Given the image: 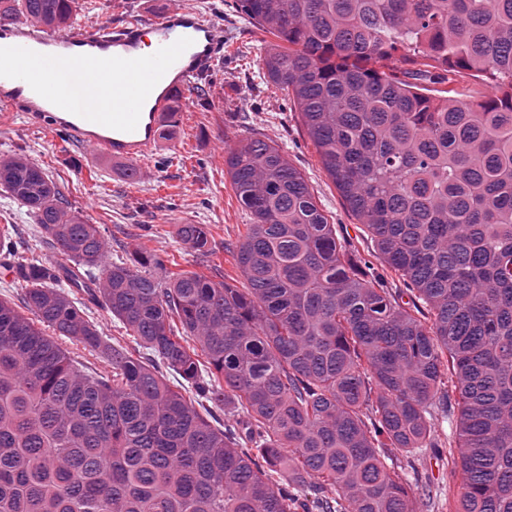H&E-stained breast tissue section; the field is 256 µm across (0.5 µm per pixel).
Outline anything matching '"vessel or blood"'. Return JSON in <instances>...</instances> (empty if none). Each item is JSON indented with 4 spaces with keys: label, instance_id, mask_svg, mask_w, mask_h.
<instances>
[{
    "label": "vessel or blood",
    "instance_id": "b4317fda",
    "mask_svg": "<svg viewBox=\"0 0 512 512\" xmlns=\"http://www.w3.org/2000/svg\"><path fill=\"white\" fill-rule=\"evenodd\" d=\"M0 36V107L95 155L136 163L155 153L174 94L192 87L222 47L217 30L188 9L82 32L2 21Z\"/></svg>",
    "mask_w": 512,
    "mask_h": 512
}]
</instances>
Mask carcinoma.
Here are the masks:
<instances>
[{
  "label": "carcinoma",
  "instance_id": "cac0c4a2",
  "mask_svg": "<svg viewBox=\"0 0 512 512\" xmlns=\"http://www.w3.org/2000/svg\"><path fill=\"white\" fill-rule=\"evenodd\" d=\"M73 3L0 0V20L66 27ZM235 6L275 37L261 70L291 94L407 288L356 273L272 141L224 148L253 217L236 246L244 288L160 281L146 268L163 261L145 250L107 261L99 226L37 164L1 156L0 187L64 261L17 257L0 231L29 312L0 300V512H421L408 467L445 444L462 472L455 512H512V0ZM457 77L491 92L428 94ZM179 237L208 244L203 224ZM75 290L147 360L104 340ZM57 336L99 352L112 377L79 367ZM220 407L246 418L245 436L210 425L203 413Z\"/></svg>",
  "mask_w": 512,
  "mask_h": 512
}]
</instances>
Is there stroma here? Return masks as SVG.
<instances>
[{"mask_svg": "<svg viewBox=\"0 0 512 512\" xmlns=\"http://www.w3.org/2000/svg\"><path fill=\"white\" fill-rule=\"evenodd\" d=\"M179 8L195 9L214 25L224 52L201 79V91L183 95L174 126L160 128L159 149L140 165L138 181L127 179L126 161H94L67 133L33 126L5 108H0V155L22 153L39 164L72 206L99 225L108 258L125 260L140 248L163 258L167 271L196 272L241 288L245 282L224 244L237 241L252 217L224 171V149L244 138L268 139L287 152L363 272L379 268L372 242L323 169L292 100L262 74L259 56L268 35L232 8L231 0H76L71 29L148 20ZM183 224L207 225L210 242L204 250L181 242ZM0 227L10 230L18 254L35 253L47 265L60 262L34 216L1 189ZM449 454L435 448L415 459L414 484L457 492L461 476L452 471Z\"/></svg>", "mask_w": 512, "mask_h": 512, "instance_id": "stroma-1", "label": "stroma"}]
</instances>
